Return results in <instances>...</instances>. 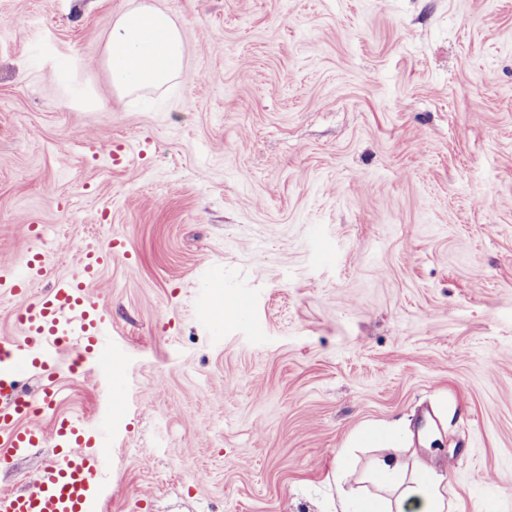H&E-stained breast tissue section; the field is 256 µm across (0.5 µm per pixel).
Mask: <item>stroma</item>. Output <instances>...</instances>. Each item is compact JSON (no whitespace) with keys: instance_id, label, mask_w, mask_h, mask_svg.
I'll use <instances>...</instances> for the list:
<instances>
[{"instance_id":"1","label":"stroma","mask_w":512,"mask_h":512,"mask_svg":"<svg viewBox=\"0 0 512 512\" xmlns=\"http://www.w3.org/2000/svg\"><path fill=\"white\" fill-rule=\"evenodd\" d=\"M142 4L185 66L118 94ZM112 241L121 361L55 404L112 428L101 512H330L394 425L451 512H512V0H0V263L54 253L40 293Z\"/></svg>"}]
</instances>
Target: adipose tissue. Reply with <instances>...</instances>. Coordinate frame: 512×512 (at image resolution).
Here are the masks:
<instances>
[{"label":"adipose tissue","mask_w":512,"mask_h":512,"mask_svg":"<svg viewBox=\"0 0 512 512\" xmlns=\"http://www.w3.org/2000/svg\"><path fill=\"white\" fill-rule=\"evenodd\" d=\"M104 55L115 89L127 92L159 87L183 68L182 32L165 10L129 9L113 22ZM371 481L392 488L391 498L354 496L345 488V472H337L340 512H447L448 489L430 478L427 467L409 476L399 460L382 458L374 465Z\"/></svg>","instance_id":"1"}]
</instances>
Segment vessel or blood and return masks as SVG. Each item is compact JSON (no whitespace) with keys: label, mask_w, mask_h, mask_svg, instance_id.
I'll use <instances>...</instances> for the list:
<instances>
[{"label":"vessel or blood","mask_w":512,"mask_h":512,"mask_svg":"<svg viewBox=\"0 0 512 512\" xmlns=\"http://www.w3.org/2000/svg\"><path fill=\"white\" fill-rule=\"evenodd\" d=\"M111 259L108 250L79 249L74 273L58 277L40 295L33 294L32 286L48 271V255L29 251L24 279L15 278L11 267L0 266V289L17 299L16 320L22 328L20 338L0 339V464L49 439L56 448L28 490L0 493V512H99L109 491L104 482L106 431L56 413L52 389H45L40 399L29 398L19 372L34 368L54 379L64 353L75 365L90 362L111 370L104 309L88 292ZM38 412L49 415L50 425L35 420Z\"/></svg>","instance_id":"obj_1"}]
</instances>
